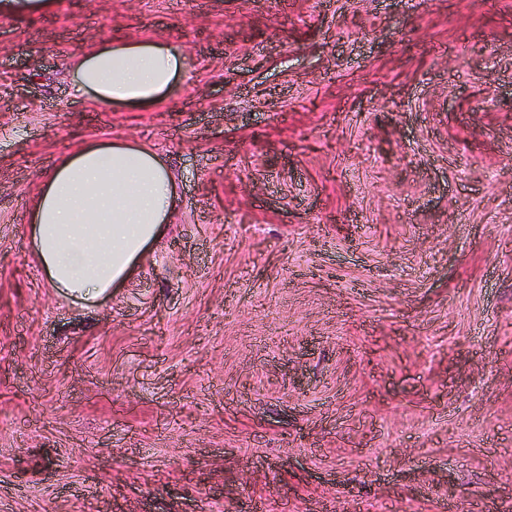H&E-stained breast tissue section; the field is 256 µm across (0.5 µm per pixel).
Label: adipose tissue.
Returning <instances> with one entry per match:
<instances>
[{
  "mask_svg": "<svg viewBox=\"0 0 512 512\" xmlns=\"http://www.w3.org/2000/svg\"><path fill=\"white\" fill-rule=\"evenodd\" d=\"M187 74L186 57L155 40H107L79 54L78 89L95 101L149 105ZM170 170L149 148L90 142L43 182L31 214V243L50 284L95 301L132 274L175 208Z\"/></svg>",
  "mask_w": 512,
  "mask_h": 512,
  "instance_id": "adipose-tissue-1",
  "label": "adipose tissue"
}]
</instances>
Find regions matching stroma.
Masks as SVG:
<instances>
[{
  "label": "stroma",
  "mask_w": 512,
  "mask_h": 512,
  "mask_svg": "<svg viewBox=\"0 0 512 512\" xmlns=\"http://www.w3.org/2000/svg\"><path fill=\"white\" fill-rule=\"evenodd\" d=\"M110 38L189 76L104 108ZM90 141L178 204L78 303L26 229ZM0 512H512V0L0 15ZM73 69L78 89L104 106L154 104L187 74L183 51L155 40H106L80 53Z\"/></svg>",
  "instance_id": "obj_1"
}]
</instances>
